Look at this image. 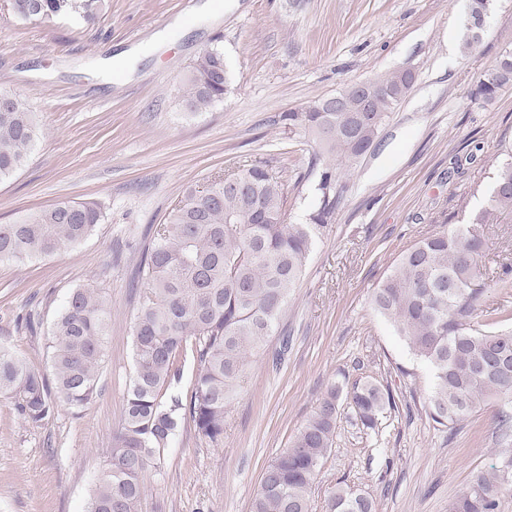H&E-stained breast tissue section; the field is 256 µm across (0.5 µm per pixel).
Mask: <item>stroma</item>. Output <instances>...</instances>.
Returning <instances> with one entry per match:
<instances>
[{
	"mask_svg": "<svg viewBox=\"0 0 512 512\" xmlns=\"http://www.w3.org/2000/svg\"><path fill=\"white\" fill-rule=\"evenodd\" d=\"M92 0L51 25L16 19L0 0V92L24 98L41 131L27 164L0 182V224L74 201L101 204L104 220L52 257L0 262V343L51 374L50 329L74 289L91 286L110 309L98 394L85 410L58 405L38 426L0 398V512H86L132 376L137 268L183 189L256 160L277 172L287 221L309 223L322 205L313 146L284 128V112L347 85L412 70L415 81L375 147L338 165L341 190L288 300L276 339L250 356L243 389L212 444L183 423L162 474L146 481L142 512H249L266 465L287 448L330 385L367 381L396 408L363 432L341 406L310 512L336 486L371 497L376 512H448L481 473L512 457L485 399L454 429L428 416L432 373L374 308V289L399 256L440 229L467 223L512 149V89L472 98L480 76L512 49V0H493L476 48L463 52L467 0ZM181 29L134 65H98ZM224 52L229 91L190 113L179 92L205 49ZM491 309L512 312L498 284L512 265V214L493 225L478 260Z\"/></svg>",
	"mask_w": 512,
	"mask_h": 512,
	"instance_id": "obj_1",
	"label": "stroma"
}]
</instances>
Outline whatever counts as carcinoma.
Returning a JSON list of instances; mask_svg holds the SVG:
<instances>
[{
	"label": "carcinoma",
	"mask_w": 512,
	"mask_h": 512,
	"mask_svg": "<svg viewBox=\"0 0 512 512\" xmlns=\"http://www.w3.org/2000/svg\"><path fill=\"white\" fill-rule=\"evenodd\" d=\"M14 16L49 24L79 8L78 0H10ZM410 70L356 83L281 116L288 129L313 142L322 164L323 204L310 224L286 222L281 177L265 161L236 176L244 189L221 181L189 186L156 225L152 247L138 273L146 284L133 325V374L123 395L121 422L112 434L87 512H140L145 482L164 466V451L180 423L213 444L224 437L227 407L236 397L247 358L262 348L285 314L336 200L332 162H354L367 153L381 128L413 85ZM229 79L224 53L202 51L182 79V100L204 112L224 99ZM512 88V55L500 56L479 80L473 96L491 101ZM370 96L373 122L346 132L350 116ZM37 113L15 95L0 105V181L26 163L39 136ZM512 213V159L501 162L486 205L466 224L432 233L402 253L374 290L375 309L389 318L413 356L433 372L429 417L445 428L473 414L480 401L512 393V376L496 369L495 355H512V330L498 327L509 316L484 314V290L475 287L477 263L487 246L486 229ZM104 218L94 201H63L0 224V261L52 256L94 234ZM107 301L97 289H74L56 318L48 349L49 379L0 343V397L25 422L39 425L61 402L81 411L97 395L106 353ZM197 363L186 399L167 398L187 359ZM340 389L332 385L297 431L291 445L266 467L250 512H309L314 481L336 431ZM363 428L373 430L394 409L392 393L372 382L346 392ZM497 469L478 477L448 505V512H496L512 490ZM327 512H375L372 499L339 486Z\"/></svg>",
	"instance_id": "cac0c4a2"
}]
</instances>
